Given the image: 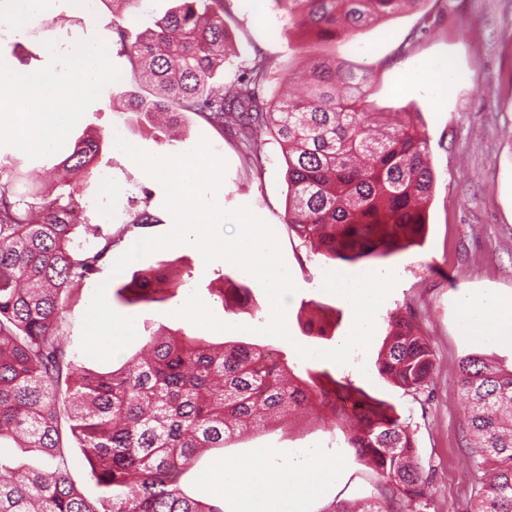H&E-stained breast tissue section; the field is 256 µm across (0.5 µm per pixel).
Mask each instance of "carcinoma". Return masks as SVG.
<instances>
[{
	"mask_svg": "<svg viewBox=\"0 0 512 512\" xmlns=\"http://www.w3.org/2000/svg\"><path fill=\"white\" fill-rule=\"evenodd\" d=\"M176 5L130 40L112 17L118 54L132 84L150 95L111 93L112 108L151 124L156 141L193 113L213 127L245 132L247 157L261 159L268 132L279 143L288 183L285 223L317 245L326 260L385 259L421 240L434 185L421 112L379 122L362 107L371 73L314 57L302 94L268 99L271 62L258 53L227 83L214 84L227 50L224 0H175ZM426 0H274L286 27L319 41L351 36ZM104 138L88 127L53 169L63 179L48 199L24 183L23 161L0 173V441L42 458L16 465L0 454V512H224L189 486L199 458L225 448L278 413L354 397L350 383L330 378L315 362L296 373L287 355L237 340L209 343L182 330L152 336L127 365L110 372L80 368L68 349L63 319L74 289L112 256V230L73 224L76 189L88 190ZM157 269L137 270L116 295L128 304L163 302L152 284ZM376 366L406 392L427 385L433 353L412 316L389 317ZM476 494L469 512H512V370L478 356L460 365ZM343 416L346 443L367 459L386 494L332 512H428L414 433L390 406L358 402ZM75 441L102 495L91 500L72 481Z\"/></svg>",
	"mask_w": 512,
	"mask_h": 512,
	"instance_id": "cac0c4a2",
	"label": "carcinoma"
}]
</instances>
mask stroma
I'll use <instances>...</instances> for the list:
<instances>
[{"instance_id": "35a3bbf8", "label": "stroma", "mask_w": 512, "mask_h": 512, "mask_svg": "<svg viewBox=\"0 0 512 512\" xmlns=\"http://www.w3.org/2000/svg\"><path fill=\"white\" fill-rule=\"evenodd\" d=\"M56 5L47 24L30 19L27 45L51 38L68 54L94 46L105 70L97 97L85 101L70 120L69 136H79L89 125L105 135L116 129L128 142L156 157L182 154L199 140H207L226 164L220 185L224 210L248 209L272 227L296 287L287 304L291 337L284 340L262 334L271 317L269 299L261 284L242 277L236 266L205 261L200 252L189 248L157 250L135 265H162L170 282L180 287L177 296L160 304L125 306L115 300L114 292L128 275L114 273L112 264H105L73 292L65 313L64 334L77 364L91 371L119 368L151 335L180 328L214 343L228 337L272 350L289 349L294 342L331 349L350 334L354 313L336 295L322 290L325 272L332 268L349 275L395 272L398 282L376 313L368 348L355 351L350 364L331 362L327 369L370 398L393 404L408 419L429 479V512H468L475 485L468 469L469 436L458 387L460 363L466 355L478 354L501 368H512V339L487 345L458 331L466 300L512 297V0H428L424 12L398 14L330 42L286 30L271 0H262L256 8L251 0H224V20L234 50L218 70V79H232L260 51L272 62L269 92L277 96L287 89L297 90L306 56L313 52L372 70L367 111L422 114L435 175L422 244L386 260L333 267L315 255L311 244L290 232L284 221L288 186L281 149L274 139H267L257 169L245 160L235 137L194 115L186 119L177 139L156 143L134 114L120 115L100 106L101 96L127 87L130 76L128 60L118 56L112 45L111 4L97 0L89 14L73 11L69 0H56ZM446 60L452 62L453 72L444 95H433L424 84L405 86L408 73ZM101 167L111 176L113 257H120L140 239L170 230L173 219L156 179L111 149ZM145 203L159 221L134 225L136 211ZM224 273L242 279L251 292L250 306L227 310L209 293L210 281ZM193 290L215 317L230 324L229 332L197 326L179 316ZM99 304L108 307L113 318L131 322L130 332L113 336L93 315ZM393 312L412 314L433 352L432 376L415 394L395 387L377 372L376 361L389 331L387 317ZM310 322L324 325L327 337L304 335ZM259 448L279 464L304 448L317 449L339 462L338 476L319 494L303 500L300 512H330L333 503L381 493L375 471L346 448L345 434L326 408L281 417L266 430L244 434L227 448L211 452L196 471V493L207 498L216 495L212 480L218 462L246 458Z\"/></svg>"}]
</instances>
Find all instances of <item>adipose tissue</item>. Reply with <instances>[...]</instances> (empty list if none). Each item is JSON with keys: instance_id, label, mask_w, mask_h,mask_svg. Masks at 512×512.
Masks as SVG:
<instances>
[{"instance_id": "adipose-tissue-1", "label": "adipose tissue", "mask_w": 512, "mask_h": 512, "mask_svg": "<svg viewBox=\"0 0 512 512\" xmlns=\"http://www.w3.org/2000/svg\"><path fill=\"white\" fill-rule=\"evenodd\" d=\"M72 76H44L10 71L0 74V122L8 121L19 146L50 149L61 129L71 119L83 99L97 89L102 72L99 53L86 47L74 57ZM63 101L60 112L45 111L47 101ZM462 335L494 342L512 335V299L474 300L460 319ZM338 467L323 458L301 453L291 462L270 465L264 455L248 460L221 463L214 491L227 485L239 487L238 512H296L300 501L320 492Z\"/></svg>"}]
</instances>
